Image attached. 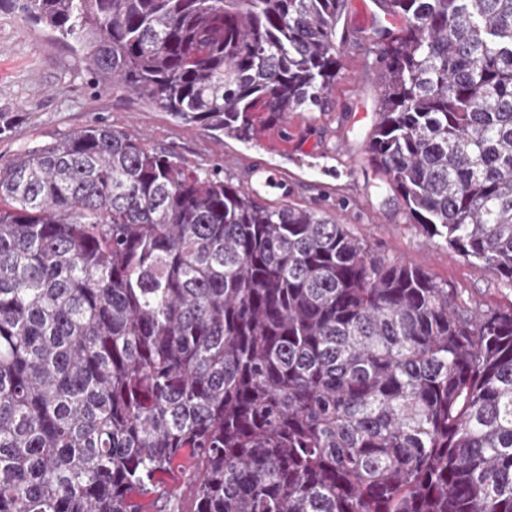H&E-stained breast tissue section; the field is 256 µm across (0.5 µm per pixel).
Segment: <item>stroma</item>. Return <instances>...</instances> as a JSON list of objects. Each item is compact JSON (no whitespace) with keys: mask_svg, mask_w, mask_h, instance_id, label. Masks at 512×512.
I'll return each mask as SVG.
<instances>
[{"mask_svg":"<svg viewBox=\"0 0 512 512\" xmlns=\"http://www.w3.org/2000/svg\"><path fill=\"white\" fill-rule=\"evenodd\" d=\"M385 26L375 0H346L339 23L346 33L343 69L328 104L289 113L247 140L178 122L126 91L98 84L78 44L28 21L22 0H0V112L21 115L11 132L0 136V160L80 128L107 125L146 149L168 151L188 169L220 170L236 185L249 186L258 168L275 167L283 178L265 200L345 225L375 252L420 267L453 288L469 310L511 307L512 286L429 239L368 160L382 88L369 76L375 57L365 42ZM196 468V460L182 453L162 475L157 493L143 499L146 512L164 506L190 512Z\"/></svg>","mask_w":512,"mask_h":512,"instance_id":"stroma-1","label":"stroma"}]
</instances>
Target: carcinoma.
I'll list each match as a JSON object with an SVG mask.
<instances>
[{
  "label": "carcinoma",
  "instance_id": "cac0c4a2",
  "mask_svg": "<svg viewBox=\"0 0 512 512\" xmlns=\"http://www.w3.org/2000/svg\"><path fill=\"white\" fill-rule=\"evenodd\" d=\"M400 20L370 162L512 286V0ZM345 0H25L97 80L255 136L322 106ZM86 127L0 161V512H512V307L482 312L325 216ZM197 466L198 463L190 456L189 451H184L174 463L172 471L160 476L161 481L157 492L141 500L144 510H147L146 512L160 511L161 507L166 504L169 494H173L178 498L166 507V512L191 511L190 481ZM163 493L165 494L162 495Z\"/></svg>",
  "mask_w": 512,
  "mask_h": 512
}]
</instances>
